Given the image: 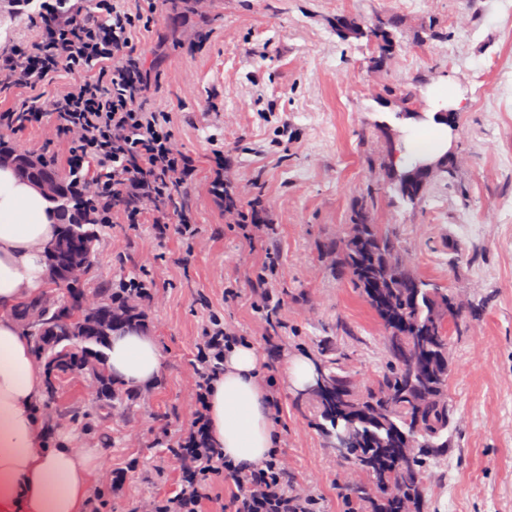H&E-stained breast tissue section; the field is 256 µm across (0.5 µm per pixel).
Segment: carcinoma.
<instances>
[{
  "mask_svg": "<svg viewBox=\"0 0 512 512\" xmlns=\"http://www.w3.org/2000/svg\"><path fill=\"white\" fill-rule=\"evenodd\" d=\"M369 33L379 53H390L393 42L388 29ZM429 183L417 181L406 193L394 182L392 190L402 201L416 204ZM60 184L64 209L58 211L60 232L48 247V265L96 246L104 223L89 183L62 176ZM351 223V231L330 252L336 271L361 291L381 321L389 359L372 384L357 391L355 378L336 360L322 356L313 368L323 373L328 388L305 398L326 441H332L338 427L361 434V442L347 451L352 464L363 468L361 480L349 487L357 512H424L426 455L430 448L448 447L453 422L448 401V326L458 319L460 309L448 290L415 274L398 239L371 222L368 203L353 209ZM52 284L66 294H50L22 311L23 324L49 375L60 380L90 373L100 380L106 402L114 408L128 405L134 394L102 365L79 356L74 346L79 342L94 349L105 347L106 338L115 331L137 327L143 318L141 306H128L132 295L123 287L100 288L92 312L99 321L90 323L92 313L80 301L83 293L75 288L77 281L60 279ZM405 436L414 438L417 451L399 462L385 444H399Z\"/></svg>",
  "mask_w": 512,
  "mask_h": 512,
  "instance_id": "cac0c4a2",
  "label": "carcinoma"
}]
</instances>
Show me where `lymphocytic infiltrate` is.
I'll return each mask as SVG.
<instances>
[{
	"instance_id": "obj_1",
	"label": "lymphocytic infiltrate",
	"mask_w": 512,
	"mask_h": 512,
	"mask_svg": "<svg viewBox=\"0 0 512 512\" xmlns=\"http://www.w3.org/2000/svg\"><path fill=\"white\" fill-rule=\"evenodd\" d=\"M26 4L35 37L0 56V78L33 88L34 93L15 109L1 112L0 125L14 128L54 120L73 140L71 175L81 174L86 161H95L101 173L97 198L102 211L123 197L126 220L136 224L144 204L150 203L158 213L157 223L177 216L178 234L192 240L197 227L176 196L194 178L196 162L175 148L167 114L142 104L151 82L134 58L131 33L150 26L152 16L141 6L123 8L115 0ZM62 72L72 77L65 90L48 100L36 94L38 84L52 83ZM241 340L237 330L217 317L203 328L196 344L200 379L194 417L177 440L189 487L162 500L155 512H202L219 480L231 488L224 512H316L314 499L289 493L288 473L278 457L245 474L225 465L219 449L208 444L209 390L224 371L226 348Z\"/></svg>"
}]
</instances>
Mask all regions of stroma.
I'll return each instance as SVG.
<instances>
[{"mask_svg": "<svg viewBox=\"0 0 512 512\" xmlns=\"http://www.w3.org/2000/svg\"><path fill=\"white\" fill-rule=\"evenodd\" d=\"M342 16L395 21L382 65L374 41L338 34ZM132 44L152 77L144 106L168 113L176 147L198 165L179 195L198 233L189 244L159 233L150 204L137 224L114 207L81 284L91 294L153 281L142 329L161 351L157 379L126 410L105 407L80 377L50 403L51 436L99 455L89 490L98 512H141L186 488L174 444L193 418L195 345L214 315L248 337L262 381L274 384L289 492L319 512H349L340 493L352 465L325 443L285 369L323 355L367 385L383 368L381 322L325 254L368 188L374 223L463 309L449 333L454 422L430 458L425 512H512V0H160ZM440 84L464 96L449 148L456 164L411 205L390 189L388 153L408 134L396 114L406 98L431 112L428 92ZM0 136L67 172L72 141L52 121ZM218 150L238 206L258 205L273 237L234 231L211 192ZM270 252L280 307L269 323L251 302Z\"/></svg>", "mask_w": 512, "mask_h": 512, "instance_id": "1", "label": "stroma"}]
</instances>
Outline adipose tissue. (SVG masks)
Returning a JSON list of instances; mask_svg holds the SVG:
<instances>
[{"label":"adipose tissue","instance_id":"1","mask_svg":"<svg viewBox=\"0 0 512 512\" xmlns=\"http://www.w3.org/2000/svg\"><path fill=\"white\" fill-rule=\"evenodd\" d=\"M58 233L42 192L0 164V512H85L91 457L66 442L50 444L40 414L44 368L15 310L42 298L49 283L45 248ZM161 353L153 337L132 329L113 335L104 365L118 380L153 383ZM250 343L232 346L208 403V433L226 464L247 472L275 448L269 394Z\"/></svg>","mask_w":512,"mask_h":512}]
</instances>
